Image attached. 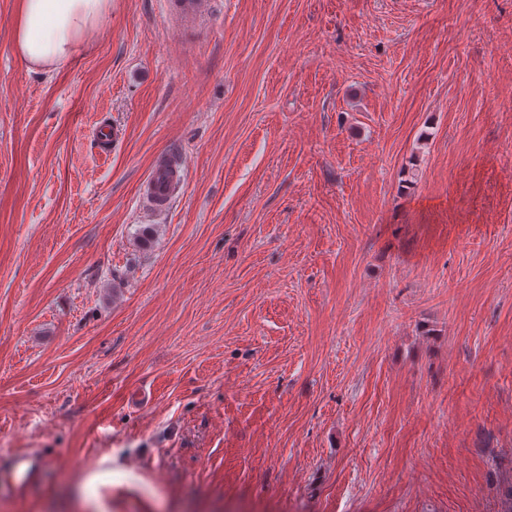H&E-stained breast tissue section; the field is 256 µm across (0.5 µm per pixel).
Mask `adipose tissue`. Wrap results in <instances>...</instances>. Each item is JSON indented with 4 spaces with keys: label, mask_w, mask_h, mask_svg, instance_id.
<instances>
[{
    "label": "adipose tissue",
    "mask_w": 512,
    "mask_h": 512,
    "mask_svg": "<svg viewBox=\"0 0 512 512\" xmlns=\"http://www.w3.org/2000/svg\"><path fill=\"white\" fill-rule=\"evenodd\" d=\"M111 9L112 0H19L15 50L31 70L53 71L77 52Z\"/></svg>",
    "instance_id": "obj_1"
}]
</instances>
